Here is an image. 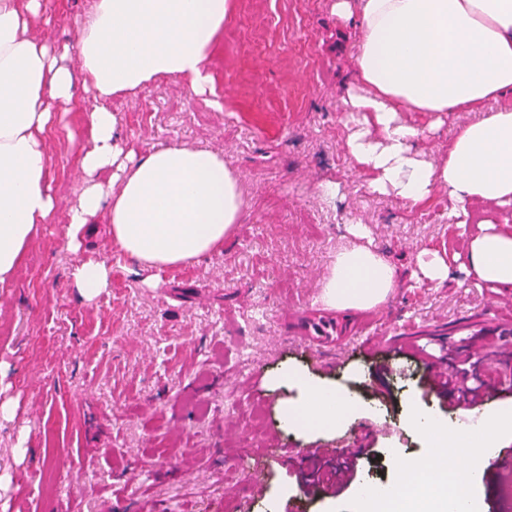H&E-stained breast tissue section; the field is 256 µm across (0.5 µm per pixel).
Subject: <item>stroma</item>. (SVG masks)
<instances>
[{
    "label": "stroma",
    "mask_w": 512,
    "mask_h": 512,
    "mask_svg": "<svg viewBox=\"0 0 512 512\" xmlns=\"http://www.w3.org/2000/svg\"><path fill=\"white\" fill-rule=\"evenodd\" d=\"M92 0H44L51 42L75 36L72 18ZM331 0H235L215 64L224 92L216 112L171 78L114 102L129 145L220 151L236 168L248 208L221 252L150 271L112 245L104 218L85 254L112 266L94 302L68 269L70 209L81 185L76 122L50 133L57 211L38 227L17 278L0 286V512H356L359 486L401 479L404 461L430 454L408 423L412 408L456 426L459 412L424 385L425 356L467 352L483 340L488 375L495 329L512 332L498 289L455 262L440 285L387 298L390 330L369 334L364 312L339 323L320 356L302 348L289 306L315 302L336 254L365 225L373 247L409 276L423 249L458 254L467 229L437 196L412 209L368 192L344 151L340 96L351 67ZM339 182L336 198L314 186ZM399 368L377 398L374 368ZM340 390L355 404L334 429L284 420L302 394L289 373ZM340 442L359 449L352 485L302 500L310 463L292 448ZM266 495L249 499L245 480Z\"/></svg>",
    "instance_id": "35a3bbf8"
}]
</instances>
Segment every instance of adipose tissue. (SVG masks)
Wrapping results in <instances>:
<instances>
[{
    "label": "adipose tissue",
    "mask_w": 512,
    "mask_h": 512,
    "mask_svg": "<svg viewBox=\"0 0 512 512\" xmlns=\"http://www.w3.org/2000/svg\"><path fill=\"white\" fill-rule=\"evenodd\" d=\"M233 10L234 0H93L74 22L73 70L37 33L42 0H0V285L15 277L37 226L55 212L53 109L72 104L79 85L95 104L75 117L88 144L78 156L83 179L67 228L71 245L80 247L89 221L102 214L121 254L147 268H182L223 249L247 210L223 153L184 144L125 150L107 104L171 76L223 111L213 63ZM332 13L358 24L343 99L358 128L344 149L366 188L411 207L443 191L449 223L479 228L467 243L470 267L483 281L512 287V104L500 102L512 94V0H334ZM416 112L428 116L427 126L414 122ZM455 112L478 118L426 158L427 130ZM69 277L91 302L111 288L112 267L80 259ZM398 285L388 261L356 247L337 255L321 299L340 312L368 309ZM303 388L306 399L286 410L287 421L336 427L347 418L351 404L336 389ZM411 423L438 464L448 445L470 449L478 462L501 434H512V412L452 429L417 411Z\"/></svg>",
    "instance_id": "1"
}]
</instances>
